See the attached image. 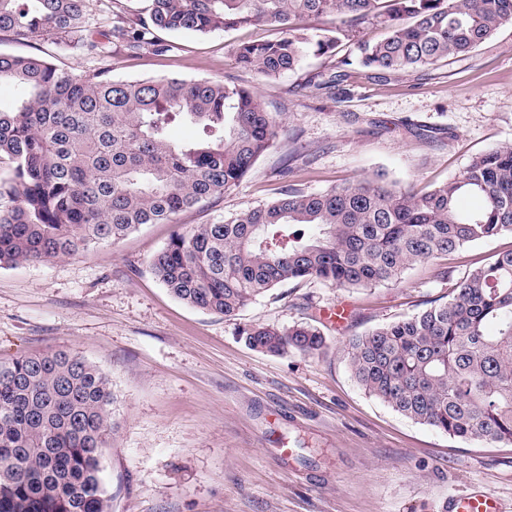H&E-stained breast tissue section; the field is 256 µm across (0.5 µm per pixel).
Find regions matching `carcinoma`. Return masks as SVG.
Wrapping results in <instances>:
<instances>
[{"mask_svg": "<svg viewBox=\"0 0 512 512\" xmlns=\"http://www.w3.org/2000/svg\"><path fill=\"white\" fill-rule=\"evenodd\" d=\"M147 17H119L104 40L88 28L90 0H0V32L54 36L106 53L121 41L156 55L161 31L208 35L253 23L275 36L237 44L245 69L268 80L308 55L336 75L357 64L382 78L475 52L512 24V0H149ZM331 19V26L306 25ZM379 23L386 37H356ZM17 88L0 109V267L48 263L121 239L236 185L278 137L281 118L250 88L213 80H114L72 74L40 56L0 53V83ZM183 120L201 137L179 143ZM512 236V146L473 157L426 192L378 172L280 196L228 220L175 234L151 270L179 300L226 317L277 285L319 280L367 288L417 264ZM258 351L313 355L324 337L308 325L255 323ZM356 382L394 411L467 441L512 445V250L470 271L448 300L348 342ZM112 389L94 363L68 349L0 363V512H111L102 457L112 440Z\"/></svg>", "mask_w": 512, "mask_h": 512, "instance_id": "1", "label": "carcinoma"}]
</instances>
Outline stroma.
Returning a JSON list of instances; mask_svg holds the SVG:
<instances>
[{"mask_svg":"<svg viewBox=\"0 0 512 512\" xmlns=\"http://www.w3.org/2000/svg\"><path fill=\"white\" fill-rule=\"evenodd\" d=\"M251 24L209 35L170 33V52L107 56L44 36L0 32V51L46 57L74 74L215 79L252 88L282 130L223 196L146 224L123 239L50 263L0 268V362L68 347L112 382V442L102 466L112 512H442L478 487L512 512V445L470 443L395 412L353 379L346 342L445 302L473 268L512 248L499 237L408 270L398 282L335 288L289 282L237 316L174 298L150 269L178 231L230 218L279 196L283 165L308 192L386 172L427 191L477 154L512 145V25L474 54L373 78L361 70L335 92L307 91L310 56L269 81L239 67L238 43L272 38ZM447 279L435 278L436 266ZM306 323L325 338L316 354L268 355L241 335L255 322Z\"/></svg>","mask_w":512,"mask_h":512,"instance_id":"1","label":"stroma"}]
</instances>
